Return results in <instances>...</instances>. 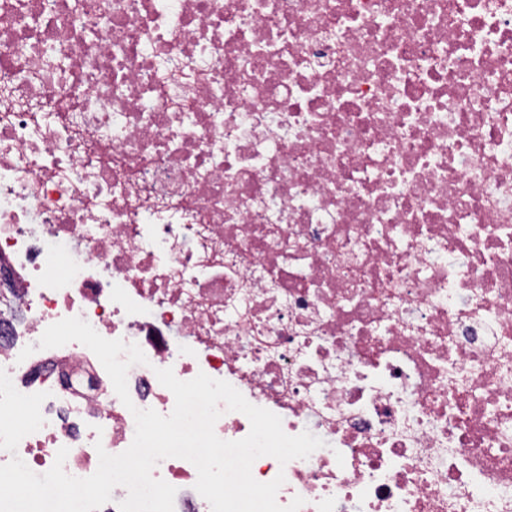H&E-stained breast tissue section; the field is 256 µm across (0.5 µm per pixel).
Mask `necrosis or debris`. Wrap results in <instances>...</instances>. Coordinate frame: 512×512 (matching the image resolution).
Returning <instances> with one entry per match:
<instances>
[{
  "label": "necrosis or debris",
  "mask_w": 512,
  "mask_h": 512,
  "mask_svg": "<svg viewBox=\"0 0 512 512\" xmlns=\"http://www.w3.org/2000/svg\"><path fill=\"white\" fill-rule=\"evenodd\" d=\"M0 368V465L91 476L169 368L323 440L253 462L280 505L512 512V0H0Z\"/></svg>",
  "instance_id": "necrosis-or-debris-1"
}]
</instances>
